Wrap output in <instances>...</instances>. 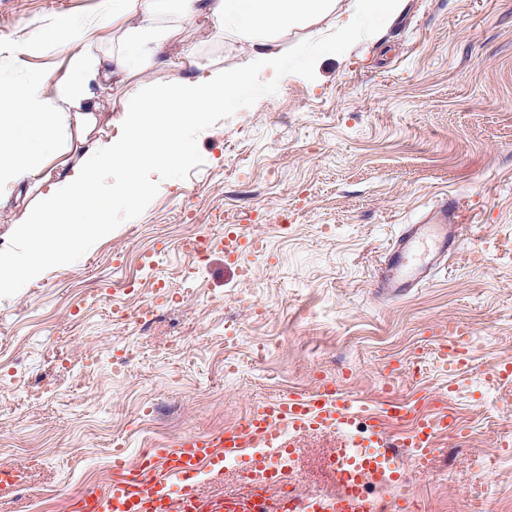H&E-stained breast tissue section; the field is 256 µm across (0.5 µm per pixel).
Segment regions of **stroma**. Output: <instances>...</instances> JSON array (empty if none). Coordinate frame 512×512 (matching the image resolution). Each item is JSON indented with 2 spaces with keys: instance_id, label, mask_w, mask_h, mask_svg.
Masks as SVG:
<instances>
[{
  "instance_id": "stroma-1",
  "label": "stroma",
  "mask_w": 512,
  "mask_h": 512,
  "mask_svg": "<svg viewBox=\"0 0 512 512\" xmlns=\"http://www.w3.org/2000/svg\"><path fill=\"white\" fill-rule=\"evenodd\" d=\"M99 0H0V31ZM184 34L197 66L244 65L204 19ZM285 72L254 74L210 123L191 156L150 178L137 219L113 225L78 263H53L19 295L0 297V464L17 486L0 512H70L101 490L112 453L136 458L189 433L217 434L251 408L328 378L355 397L386 395L429 410L447 386L429 341L449 320L474 331V362L444 403L469 430L443 456L406 470L427 512H467L485 499L512 512V460L491 471L512 422V0H403L378 30L345 48L331 30L288 38ZM102 94L99 128L144 83ZM448 195L469 227L427 286L381 299V256L400 225ZM238 232L242 248L224 251ZM206 236L203 259L182 241ZM153 320L114 309L156 303ZM340 433L296 439L291 476L334 492L328 462Z\"/></svg>"
}]
</instances>
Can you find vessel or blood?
I'll return each instance as SVG.
<instances>
[{
  "label": "vessel or blood",
  "instance_id": "vessel-or-blood-1",
  "mask_svg": "<svg viewBox=\"0 0 512 512\" xmlns=\"http://www.w3.org/2000/svg\"><path fill=\"white\" fill-rule=\"evenodd\" d=\"M461 237L460 215L454 202L436 205L416 223L403 225L387 247L375 280L377 294L399 297L430 282L433 272L455 253ZM434 359L448 376L460 377L474 359V342L464 328H449L434 339ZM409 424L393 434L387 421ZM362 423L358 445L362 459L352 463L338 448L330 467L341 496L311 493L291 501L293 512H382L371 489L387 479H399L406 467L426 470L438 452L440 437L457 438L464 428L450 413L424 412L418 406L387 398L381 410L325 381L310 391H292L268 404L254 406L237 425L219 434H187L173 445L152 448L127 462L113 455L116 473L103 492L74 495L72 512H261L267 503L254 480L282 481L293 451L286 438L320 430L348 432ZM235 461L241 476L252 483L245 491L205 497L198 478L203 471L222 472Z\"/></svg>",
  "mask_w": 512,
  "mask_h": 512
}]
</instances>
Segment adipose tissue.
I'll use <instances>...</instances> for the list:
<instances>
[{
    "label": "adipose tissue",
    "instance_id": "adipose-tissue-1",
    "mask_svg": "<svg viewBox=\"0 0 512 512\" xmlns=\"http://www.w3.org/2000/svg\"><path fill=\"white\" fill-rule=\"evenodd\" d=\"M401 0H99L92 18L58 16L30 23L23 38L0 34V60L24 65L38 54H63V74L29 73L0 97V202L21 197L23 184L40 187L37 203L25 204L16 240L0 248V294H17L39 278L47 264L74 260L112 230L117 214L133 216L143 206L135 190L146 172L160 174L189 156L185 135L224 109L247 70L281 72L288 36L330 22L336 43L348 45L365 27L396 13ZM204 15L212 36L231 39L247 51L248 68L211 67L193 79L172 75L157 89L131 99L111 122L106 137L93 136L99 84L146 75L164 64L169 39L181 22ZM111 27L108 42L97 39ZM81 131L78 157L63 156L60 131ZM60 172L45 181L44 170Z\"/></svg>",
    "mask_w": 512,
    "mask_h": 512
}]
</instances>
